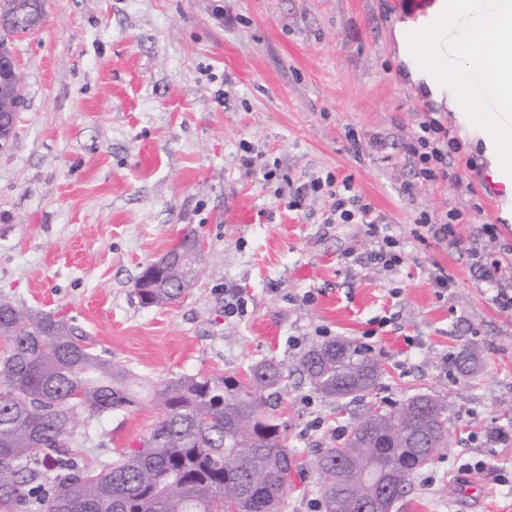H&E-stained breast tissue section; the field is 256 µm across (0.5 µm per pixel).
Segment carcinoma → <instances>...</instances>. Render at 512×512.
Here are the masks:
<instances>
[{
  "label": "carcinoma",
  "instance_id": "cac0c4a2",
  "mask_svg": "<svg viewBox=\"0 0 512 512\" xmlns=\"http://www.w3.org/2000/svg\"><path fill=\"white\" fill-rule=\"evenodd\" d=\"M15 0H0V27L15 17ZM22 103L21 78L0 79V113ZM182 271H169L166 288H142L144 306H164L183 294ZM0 512H274L296 460L282 424L266 412L285 382L271 358L245 376H181L144 388L128 369L85 348L62 318L0 295ZM299 369L316 393L333 403L361 402L349 434L323 449L317 473L341 474L320 484L323 512H360L375 494L361 475L391 472L394 501L448 441V401L417 394L380 410L366 402L383 371L371 352L345 340L316 344ZM148 396L163 416L144 447L88 475L66 451L73 436L68 400L89 414L137 405Z\"/></svg>",
  "mask_w": 512,
  "mask_h": 512
}]
</instances>
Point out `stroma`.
<instances>
[{
	"label": "stroma",
	"mask_w": 512,
	"mask_h": 512,
	"mask_svg": "<svg viewBox=\"0 0 512 512\" xmlns=\"http://www.w3.org/2000/svg\"><path fill=\"white\" fill-rule=\"evenodd\" d=\"M420 12L440 15L441 0H44L40 26L10 45L24 103L0 146V294L64 317L150 382L285 363L270 411L299 468L281 512H320L316 461L360 409L295 369L336 338L371 344L377 399L448 402L447 446L392 512H512V309L479 268L500 260L512 282V201L449 97L410 79L396 34ZM431 118L459 149L446 178L409 193L408 147ZM247 150L276 166L273 182L243 166ZM329 176L392 225L399 266L370 261L366 225L334 221L328 191L310 188ZM453 209L462 247L414 237L420 213ZM188 230L206 247L198 280L142 306L140 271ZM232 295L243 309L230 315ZM466 349L480 368L464 378L453 359ZM161 415L147 398L76 409L68 448L99 469Z\"/></svg>",
	"instance_id": "35a3bbf8"
}]
</instances>
